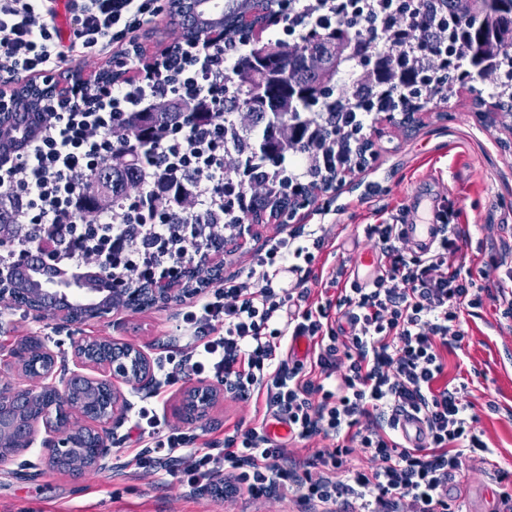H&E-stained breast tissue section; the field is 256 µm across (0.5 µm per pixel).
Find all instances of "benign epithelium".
<instances>
[{"label":"benign epithelium","instance_id":"obj_1","mask_svg":"<svg viewBox=\"0 0 512 512\" xmlns=\"http://www.w3.org/2000/svg\"><path fill=\"white\" fill-rule=\"evenodd\" d=\"M194 39L209 43L224 41V23L211 24L195 33ZM351 52L347 43L313 52L308 66L328 77L336 61ZM17 92L10 90L0 102V138H10L19 124L18 115L8 111V102ZM44 261L38 254L18 267L0 266V300L16 304L19 294L36 318L52 314L65 324L101 321L112 314V289L87 288L81 281L46 280ZM126 307H148L182 301L192 295L189 288H175L162 280L146 288H126ZM74 368H69V365ZM6 367L16 371L29 388H9L0 392V465L17 464L16 474L31 475L35 464L21 459L45 433L42 445L50 449L49 462L72 472H106L112 468L109 436L119 428L131 403L122 387L146 388L152 381L151 357L140 347L110 339L80 338L72 344V360L54 351L38 338H29L16 347ZM224 386L200 383L183 392L180 408L184 418H205L212 407L224 400ZM76 409L87 425L77 427L71 409Z\"/></svg>","mask_w":512,"mask_h":512}]
</instances>
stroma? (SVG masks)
I'll use <instances>...</instances> for the list:
<instances>
[{
    "instance_id": "1",
    "label": "stroma",
    "mask_w": 512,
    "mask_h": 512,
    "mask_svg": "<svg viewBox=\"0 0 512 512\" xmlns=\"http://www.w3.org/2000/svg\"><path fill=\"white\" fill-rule=\"evenodd\" d=\"M492 77L454 84L448 99L423 103L416 121L400 113L375 115L365 134L375 158L360 173H347L335 191L319 196L331 207L326 218L299 212L296 224L323 223L334 242L336 260L353 264L374 249L363 229L368 224H406L412 219L408 194L452 204L458 223L468 225L465 252L473 270L496 258L512 266V111L497 107ZM183 305L173 302L139 311L113 312L109 320L65 326L52 315L34 318L25 308L0 304V362L21 341L35 336L51 348L71 353L80 337H102L143 348L151 358L187 341L179 329ZM466 336L459 353L449 354V378L466 383L465 398L493 453L488 460H466L461 479L467 512H493L501 490L498 471L512 472V332L501 328L492 303L465 315ZM192 380L164 387L155 397L166 426L193 434L196 447L223 440L236 423L250 420L254 407L224 400L206 419L189 422L178 412ZM143 447L121 426L112 438V468L104 473L64 472L32 447L35 475L22 478L14 466L0 467V512H304L294 498L253 499L246 492L221 499L170 482L165 473L145 475L131 466Z\"/></svg>"
}]
</instances>
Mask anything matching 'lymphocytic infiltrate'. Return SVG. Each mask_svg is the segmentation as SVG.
Instances as JSON below:
<instances>
[{
    "mask_svg": "<svg viewBox=\"0 0 512 512\" xmlns=\"http://www.w3.org/2000/svg\"><path fill=\"white\" fill-rule=\"evenodd\" d=\"M57 0H0V75L55 83L76 57L104 56L117 80L92 85L67 104L50 102L42 115L41 139L26 153L0 158V239L11 228H42L40 239L0 252V263L22 253L42 252L55 277H88L99 267L116 266L118 281L143 278L178 282L188 263L203 251L187 234L179 251L167 253L164 240L174 218L192 224L214 216L205 232L224 236V217L243 218L237 201L225 200L224 183L234 177L244 195L259 191L251 179L253 160L228 172L224 122L207 128L171 125L154 153L167 169L182 173L179 199L163 196L153 169H146L139 193L102 209L89 222L79 215L85 183L122 149L116 132L126 116L162 101L199 100L223 112L227 82L248 41L221 44L182 37L170 55L144 80L120 74L137 59L140 31L166 12L167 0H67L71 32L55 22ZM339 18H370L390 48L429 59L446 52L429 47L416 32L400 37L375 12L374 0H325ZM364 232L380 249L383 270L370 285L352 279L345 265L322 276L314 265L330 241L319 227H302L269 239L239 275L213 283L210 292L182 313L185 345L155 362L162 385L197 377L224 383L238 402L263 401L253 424L238 423L223 443L194 445L191 434L161 424L152 407L139 406L131 427L160 455L139 452L134 467L145 474L165 472L182 486L210 483L223 475L231 491L261 498L278 490L299 504H321L351 512H464L448 486L461 476L466 459L489 454L474 428L465 384L446 381L449 349L461 348L463 310L477 309L496 288L499 319H512V268L491 260L473 271L462 250L468 226L445 224L438 245L413 254L395 224H369ZM328 294L310 303L311 286ZM307 338L311 348L297 359L293 343ZM419 415L427 430L424 447L410 448L397 425L401 416ZM288 427L289 441L322 436L332 447L318 451L307 470L290 462L287 443L272 438L268 419Z\"/></svg>",
    "mask_w": 512,
    "mask_h": 512,
    "instance_id": "f902f5d3",
    "label": "lymphocytic infiltrate"
}]
</instances>
